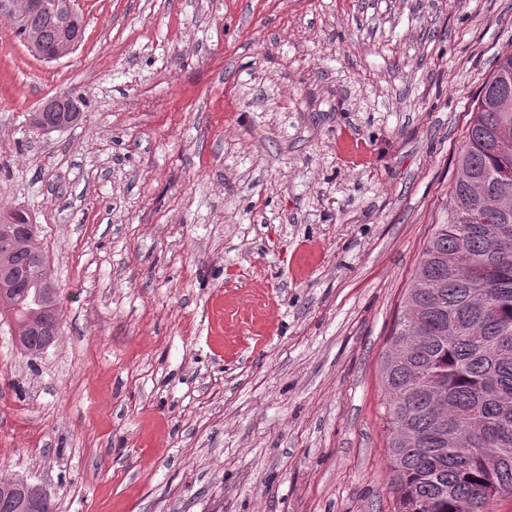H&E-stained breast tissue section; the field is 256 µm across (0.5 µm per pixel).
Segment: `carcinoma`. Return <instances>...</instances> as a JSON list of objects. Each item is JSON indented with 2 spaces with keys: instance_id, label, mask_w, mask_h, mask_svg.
<instances>
[{
  "instance_id": "1",
  "label": "carcinoma",
  "mask_w": 512,
  "mask_h": 512,
  "mask_svg": "<svg viewBox=\"0 0 512 512\" xmlns=\"http://www.w3.org/2000/svg\"><path fill=\"white\" fill-rule=\"evenodd\" d=\"M46 51L64 34L60 17L44 8L29 17ZM80 107L60 100L38 122L60 129L76 124ZM512 181V52L501 54L483 83L471 110L465 144L446 204L444 223L436 224L403 297V315L390 342L415 326L420 339L406 361L383 366L387 395L386 430L395 512H493V503L512 497V468L497 476L487 492V474L476 433L507 438L502 448L512 458V333L501 343L503 329L512 330V258L503 261L497 236L512 229V205L498 208L496 187ZM479 178L489 186L483 199L471 197L466 181ZM28 223L21 214L0 221V278L12 285L0 297V315L25 333L19 349L36 356L57 335V286L41 281L32 241L18 233ZM478 294L495 306L488 315L473 307ZM444 395L440 404L425 397L427 383ZM0 512H54L48 493L20 477H0Z\"/></svg>"
}]
</instances>
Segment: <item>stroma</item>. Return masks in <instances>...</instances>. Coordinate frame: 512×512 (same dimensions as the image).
<instances>
[{
	"instance_id": "1",
	"label": "stroma",
	"mask_w": 512,
	"mask_h": 512,
	"mask_svg": "<svg viewBox=\"0 0 512 512\" xmlns=\"http://www.w3.org/2000/svg\"><path fill=\"white\" fill-rule=\"evenodd\" d=\"M0 24V215L60 334L0 318V476L55 512H393L382 365L512 0H77ZM72 96L78 125L30 118ZM52 4L53 0H46ZM44 0H1L0 16L9 19L14 26L25 31V38L30 43L40 41L39 50L46 51L56 44L63 36L65 30L60 21L59 14L51 6L38 12L44 4ZM36 12V13H34ZM34 13V14H33ZM33 14V15H31ZM31 15V16H30ZM30 16V17H29ZM31 29L26 27V21ZM15 27V28H16ZM36 30L40 34L34 31ZM16 34L25 43L24 33L15 29Z\"/></svg>"
}]
</instances>
